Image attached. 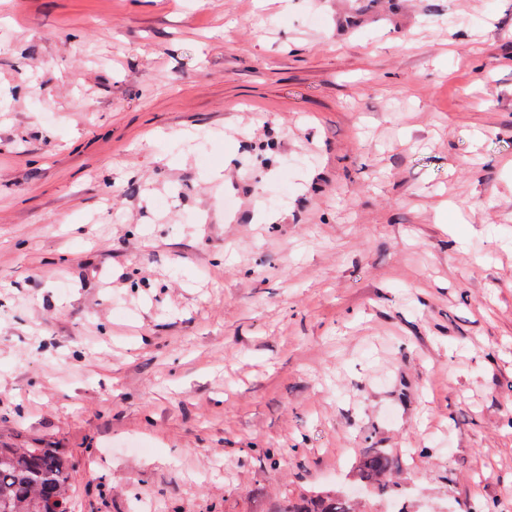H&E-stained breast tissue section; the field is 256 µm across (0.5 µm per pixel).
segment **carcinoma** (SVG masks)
<instances>
[{
    "label": "carcinoma",
    "instance_id": "obj_1",
    "mask_svg": "<svg viewBox=\"0 0 512 512\" xmlns=\"http://www.w3.org/2000/svg\"><path fill=\"white\" fill-rule=\"evenodd\" d=\"M390 454L375 450L354 468V482L379 499L389 498L398 481L390 479ZM70 461L56 448H0V512H57L68 503ZM352 498L334 489L312 491L288 501L277 512H352Z\"/></svg>",
    "mask_w": 512,
    "mask_h": 512
}]
</instances>
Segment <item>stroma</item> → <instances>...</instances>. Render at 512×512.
<instances>
[{"label": "stroma", "instance_id": "35a3bbf8", "mask_svg": "<svg viewBox=\"0 0 512 512\" xmlns=\"http://www.w3.org/2000/svg\"><path fill=\"white\" fill-rule=\"evenodd\" d=\"M0 446L512 512V0H0ZM392 473L390 454L384 450H375L364 455L354 468V483L361 485L372 497L389 498L398 481L388 478Z\"/></svg>", "mask_w": 512, "mask_h": 512}]
</instances>
